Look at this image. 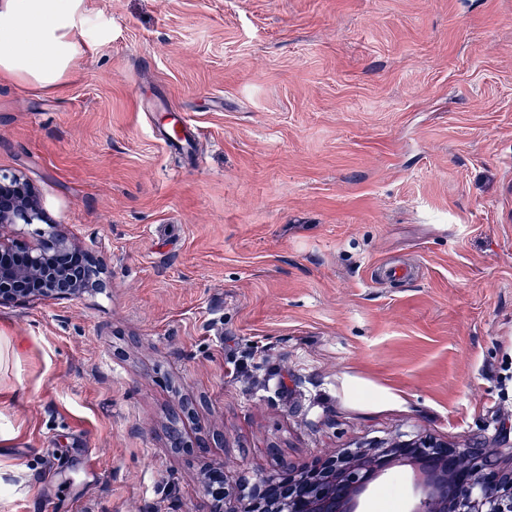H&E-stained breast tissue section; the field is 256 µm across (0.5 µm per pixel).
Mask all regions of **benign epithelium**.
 <instances>
[{"instance_id": "benign-epithelium-1", "label": "benign epithelium", "mask_w": 512, "mask_h": 512, "mask_svg": "<svg viewBox=\"0 0 512 512\" xmlns=\"http://www.w3.org/2000/svg\"><path fill=\"white\" fill-rule=\"evenodd\" d=\"M46 222L35 188L18 175L0 174V307L31 300H74L94 279L92 255L69 234L51 228L35 243L13 236L18 224ZM415 468L405 512H512V466L485 440L455 447L422 433L316 455L272 473L243 476L224 486L223 469L205 473V512H364L362 502L398 463Z\"/></svg>"}]
</instances>
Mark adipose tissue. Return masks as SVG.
Wrapping results in <instances>:
<instances>
[{
	"label": "adipose tissue",
	"mask_w": 512,
	"mask_h": 512,
	"mask_svg": "<svg viewBox=\"0 0 512 512\" xmlns=\"http://www.w3.org/2000/svg\"><path fill=\"white\" fill-rule=\"evenodd\" d=\"M86 0H0V80L62 88L80 54Z\"/></svg>",
	"instance_id": "obj_1"
}]
</instances>
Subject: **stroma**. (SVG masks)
<instances>
[{
	"label": "stroma",
	"instance_id": "obj_1",
	"mask_svg": "<svg viewBox=\"0 0 512 512\" xmlns=\"http://www.w3.org/2000/svg\"><path fill=\"white\" fill-rule=\"evenodd\" d=\"M87 3L63 90L0 80V172L107 283L0 308V512H201L206 465L512 423V0Z\"/></svg>",
	"mask_w": 512,
	"mask_h": 512
}]
</instances>
